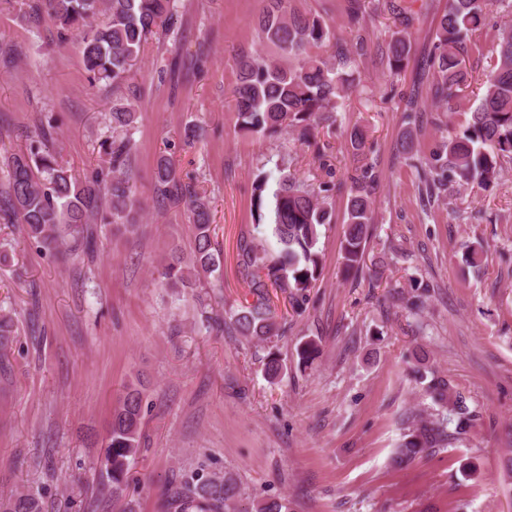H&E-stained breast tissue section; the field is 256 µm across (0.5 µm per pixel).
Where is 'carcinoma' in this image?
Segmentation results:
<instances>
[{
  "instance_id": "1",
  "label": "carcinoma",
  "mask_w": 512,
  "mask_h": 512,
  "mask_svg": "<svg viewBox=\"0 0 512 512\" xmlns=\"http://www.w3.org/2000/svg\"><path fill=\"white\" fill-rule=\"evenodd\" d=\"M259 17L263 40L288 59L246 56L238 60L234 88L235 112L239 129L261 136L291 133L300 145L325 156L330 142L319 138L321 130L336 134L338 102L352 87L351 75L338 68L362 53L364 40L352 49L341 48L337 59L318 53L334 34L318 17L292 10L290 0H265ZM499 0H448L436 18L435 41L428 60L433 96L451 110L468 82L465 55L479 47L475 40ZM22 14L37 13L40 5L57 26L60 41L78 40L82 61L91 86L108 83L118 89L128 82L134 66L144 53L148 35L166 25L173 16L176 0H41L30 4L17 0ZM409 52V41L396 33L388 43L390 70L398 73ZM496 64L485 74L484 92L470 118L459 127L443 129L442 142L430 158L416 167L420 182L431 198H439L451 188L465 190L473 185L487 186L497 179L503 165L512 162V25L499 29ZM406 116L409 128L402 137V152L414 156V133L418 112L415 99H409ZM112 141L101 149L112 156L107 171H98L85 180L76 178L59 161V153L47 148L44 137L31 140L25 150L11 155L7 162L9 192L0 195V219L26 226L27 236L40 248L54 251L65 238L78 234L89 224H107L117 234H135L142 204L135 183L126 168L133 148L130 131L137 113L131 104H112ZM353 154H365V130L354 126L347 132ZM294 158L282 160L280 176L273 193L271 222L262 213L266 176L259 174L253 184L257 220L255 229L266 226L279 249L271 253L263 244H240L239 268L246 279L253 301L230 312L231 326L249 341L268 343L280 336L281 322L272 310L270 289L287 295L293 306L303 304L320 276L318 242L320 228L336 223L335 209L326 193L331 188L301 178L293 167ZM378 175L373 164L365 162L347 173L349 184L346 220L341 241L342 272L358 276L373 267L366 263V245L372 235L373 191ZM158 197L183 206L195 230L196 247L189 260L175 250L163 266V277L174 288H191L192 279L220 276L221 254L212 246L209 199L194 183H181L174 177L170 158L162 154L154 168ZM319 354V346L307 339L297 348L299 361L307 364ZM283 370L279 355L269 351L264 371L277 378ZM418 380L427 382L425 392L437 413L413 425L404 435L392 464L404 467L418 456L432 453L448 443V424L460 434L474 420L466 398L449 381L427 377L417 370ZM143 392L139 379L129 381L112 409L108 437L103 446L106 477L112 480V496L119 497L128 484V475L141 453L140 424ZM237 483L230 477H216L199 468L180 475L168 490V512H239ZM0 512H42L32 491L0 496ZM251 512H288V502L268 498L252 504Z\"/></svg>"
}]
</instances>
